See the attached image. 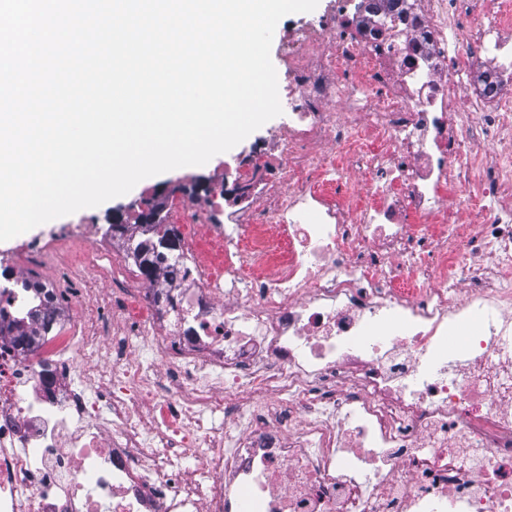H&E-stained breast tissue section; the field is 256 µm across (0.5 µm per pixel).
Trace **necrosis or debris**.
Listing matches in <instances>:
<instances>
[{"label":"necrosis or debris","instance_id":"4bbe7bcc","mask_svg":"<svg viewBox=\"0 0 512 512\" xmlns=\"http://www.w3.org/2000/svg\"><path fill=\"white\" fill-rule=\"evenodd\" d=\"M276 72L174 275L133 222L70 335L0 336V512H512V0H327Z\"/></svg>","mask_w":512,"mask_h":512}]
</instances>
